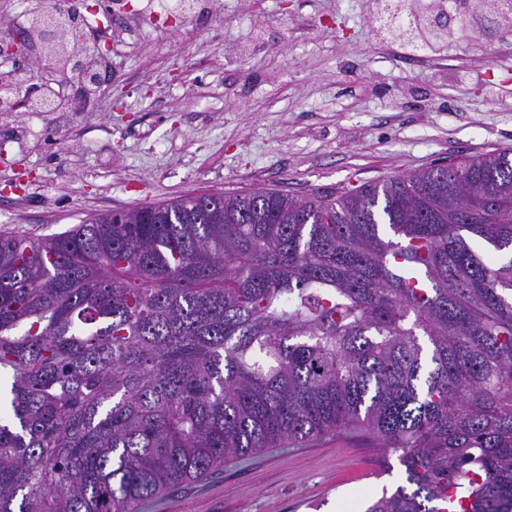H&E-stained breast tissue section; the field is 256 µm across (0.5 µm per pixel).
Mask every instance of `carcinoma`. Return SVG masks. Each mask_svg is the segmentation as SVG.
Returning <instances> with one entry per match:
<instances>
[{
	"label": "carcinoma",
	"instance_id": "obj_1",
	"mask_svg": "<svg viewBox=\"0 0 512 512\" xmlns=\"http://www.w3.org/2000/svg\"><path fill=\"white\" fill-rule=\"evenodd\" d=\"M2 373L0 512H135L332 432L404 468L368 512H512V159L0 232Z\"/></svg>",
	"mask_w": 512,
	"mask_h": 512
}]
</instances>
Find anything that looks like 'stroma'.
<instances>
[{
    "mask_svg": "<svg viewBox=\"0 0 512 512\" xmlns=\"http://www.w3.org/2000/svg\"><path fill=\"white\" fill-rule=\"evenodd\" d=\"M107 30L112 84L19 107L0 154V232L29 238L191 192L333 194L479 154L512 156V37L385 38L377 0H151ZM53 128V140L41 135ZM359 433L230 459L136 512H367L401 484Z\"/></svg>",
    "mask_w": 512,
    "mask_h": 512,
    "instance_id": "obj_1",
    "label": "stroma"
}]
</instances>
